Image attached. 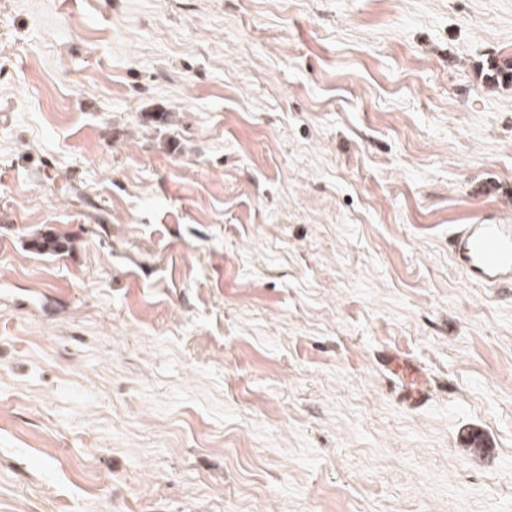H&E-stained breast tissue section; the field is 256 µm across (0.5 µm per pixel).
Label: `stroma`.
<instances>
[{"label":"stroma","mask_w":512,"mask_h":512,"mask_svg":"<svg viewBox=\"0 0 512 512\" xmlns=\"http://www.w3.org/2000/svg\"><path fill=\"white\" fill-rule=\"evenodd\" d=\"M509 56L512 0H0V512H512V288L448 247ZM29 246L40 253L63 254L71 250L72 240L68 236L47 231L30 239Z\"/></svg>","instance_id":"35a3bbf8"}]
</instances>
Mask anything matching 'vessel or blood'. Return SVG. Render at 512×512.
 <instances>
[{
  "instance_id": "vessel-or-blood-1",
  "label": "vessel or blood",
  "mask_w": 512,
  "mask_h": 512,
  "mask_svg": "<svg viewBox=\"0 0 512 512\" xmlns=\"http://www.w3.org/2000/svg\"><path fill=\"white\" fill-rule=\"evenodd\" d=\"M451 249L469 279L512 287V221L461 225L452 234Z\"/></svg>"
}]
</instances>
